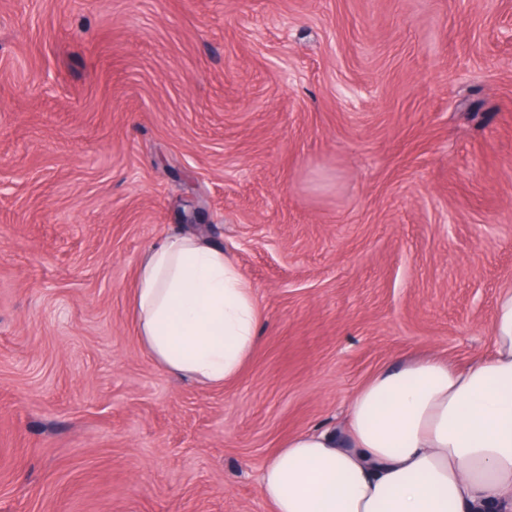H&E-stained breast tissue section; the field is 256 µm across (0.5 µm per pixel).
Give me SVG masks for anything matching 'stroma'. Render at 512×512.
<instances>
[{"mask_svg": "<svg viewBox=\"0 0 512 512\" xmlns=\"http://www.w3.org/2000/svg\"><path fill=\"white\" fill-rule=\"evenodd\" d=\"M198 224L260 311L221 387L131 309ZM511 292L512 0H0V512H269L288 436Z\"/></svg>", "mask_w": 512, "mask_h": 512, "instance_id": "stroma-1", "label": "stroma"}]
</instances>
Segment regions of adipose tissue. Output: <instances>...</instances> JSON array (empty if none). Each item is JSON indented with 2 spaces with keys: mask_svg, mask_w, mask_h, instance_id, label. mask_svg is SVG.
<instances>
[{
  "mask_svg": "<svg viewBox=\"0 0 512 512\" xmlns=\"http://www.w3.org/2000/svg\"><path fill=\"white\" fill-rule=\"evenodd\" d=\"M132 312L168 374L235 378L256 342L252 288L223 250L172 235L141 259ZM493 354L458 369L423 358L352 396L343 436L288 437L263 467L271 512H512V294L495 308Z\"/></svg>",
  "mask_w": 512,
  "mask_h": 512,
  "instance_id": "ef3b65f1",
  "label": "adipose tissue"
}]
</instances>
